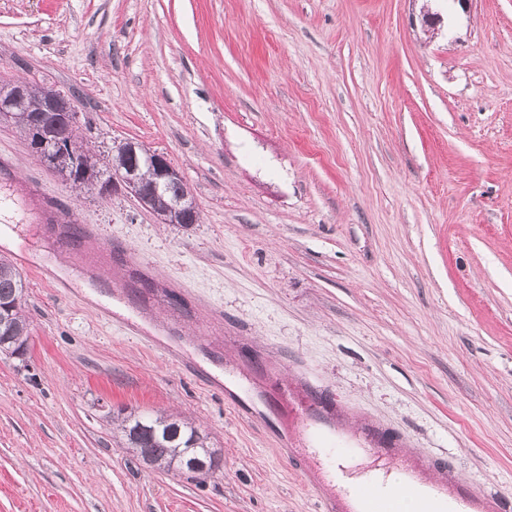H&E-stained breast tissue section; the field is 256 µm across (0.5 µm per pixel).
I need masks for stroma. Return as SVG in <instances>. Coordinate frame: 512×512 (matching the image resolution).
Instances as JSON below:
<instances>
[{"label":"stroma","instance_id":"obj_1","mask_svg":"<svg viewBox=\"0 0 512 512\" xmlns=\"http://www.w3.org/2000/svg\"><path fill=\"white\" fill-rule=\"evenodd\" d=\"M71 98L104 159L132 140L190 186L196 224L76 191L0 121V225L39 190L153 264L158 299L69 295L28 267L29 351L0 354V512H315L260 417L168 361L279 365L367 430L512 512V0H0V81ZM224 325L195 332V298ZM136 315L158 349L123 335ZM246 366V365H245ZM191 422L221 468L153 469L129 414Z\"/></svg>","mask_w":512,"mask_h":512}]
</instances>
